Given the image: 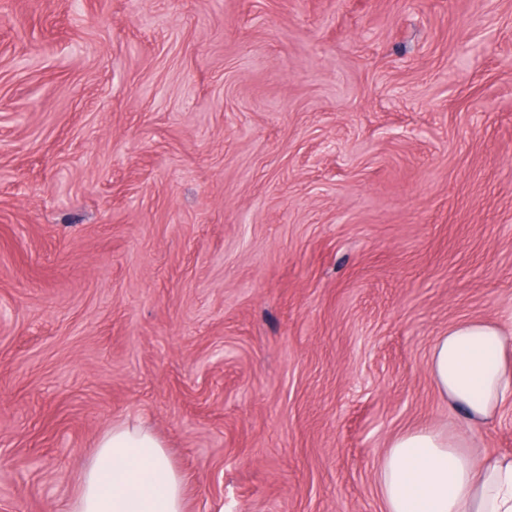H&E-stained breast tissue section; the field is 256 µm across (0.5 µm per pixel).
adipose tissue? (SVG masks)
I'll list each match as a JSON object with an SVG mask.
<instances>
[{"label": "adipose tissue", "mask_w": 512, "mask_h": 512, "mask_svg": "<svg viewBox=\"0 0 512 512\" xmlns=\"http://www.w3.org/2000/svg\"><path fill=\"white\" fill-rule=\"evenodd\" d=\"M428 367L468 428L512 403V313L449 325ZM435 427L390 439L378 464L382 512H512V455ZM185 483L161 440L136 421L112 424L84 465L67 512H185Z\"/></svg>", "instance_id": "adipose-tissue-1"}]
</instances>
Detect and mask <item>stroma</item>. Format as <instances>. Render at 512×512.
I'll return each instance as SVG.
<instances>
[{"mask_svg": "<svg viewBox=\"0 0 512 512\" xmlns=\"http://www.w3.org/2000/svg\"><path fill=\"white\" fill-rule=\"evenodd\" d=\"M512 306V0H0V512L144 418L186 512H381Z\"/></svg>", "mask_w": 512, "mask_h": 512, "instance_id": "1", "label": "stroma"}]
</instances>
